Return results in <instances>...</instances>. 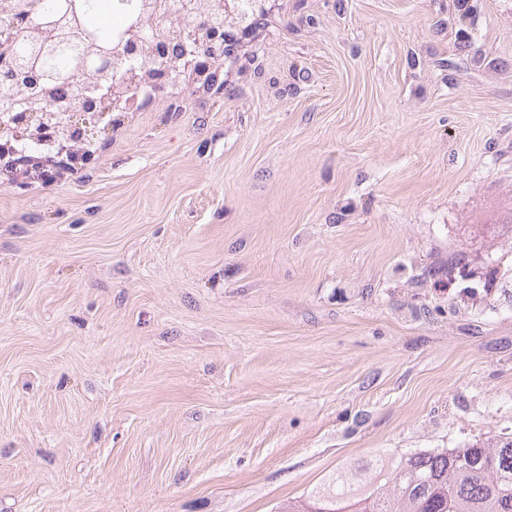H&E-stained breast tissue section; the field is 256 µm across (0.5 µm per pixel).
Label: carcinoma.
<instances>
[{"label":"carcinoma","instance_id":"1","mask_svg":"<svg viewBox=\"0 0 512 512\" xmlns=\"http://www.w3.org/2000/svg\"><path fill=\"white\" fill-rule=\"evenodd\" d=\"M26 13L33 19L31 33L13 43L9 55L17 67L41 74L34 95L62 103L72 84L90 96L100 86L110 88L113 98L124 100L149 87L155 44L186 17L219 13V2L185 0L177 14L167 0H83L75 19L68 0H0V20ZM79 29L94 33L99 47L121 34L138 44L133 59L119 61L126 81L115 83L94 67ZM281 512H512V439L344 465Z\"/></svg>","mask_w":512,"mask_h":512}]
</instances>
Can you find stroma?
I'll return each instance as SVG.
<instances>
[{"mask_svg": "<svg viewBox=\"0 0 512 512\" xmlns=\"http://www.w3.org/2000/svg\"><path fill=\"white\" fill-rule=\"evenodd\" d=\"M221 93L0 173V512H274L512 437V0H274Z\"/></svg>", "mask_w": 512, "mask_h": 512, "instance_id": "1", "label": "stroma"}]
</instances>
